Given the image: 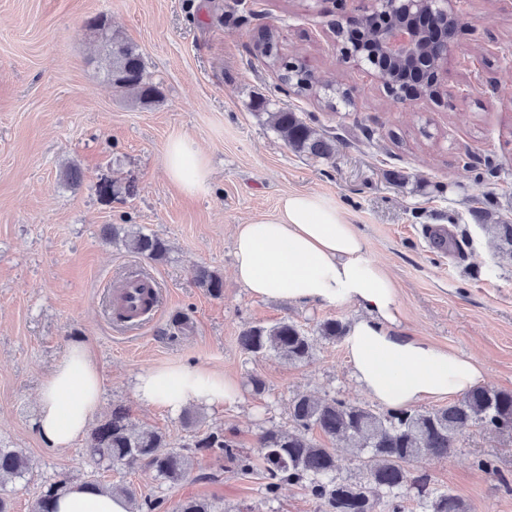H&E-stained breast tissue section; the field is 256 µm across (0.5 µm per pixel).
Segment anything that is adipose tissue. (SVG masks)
Returning a JSON list of instances; mask_svg holds the SVG:
<instances>
[{"instance_id": "adipose-tissue-1", "label": "adipose tissue", "mask_w": 512, "mask_h": 512, "mask_svg": "<svg viewBox=\"0 0 512 512\" xmlns=\"http://www.w3.org/2000/svg\"><path fill=\"white\" fill-rule=\"evenodd\" d=\"M165 170L189 193L202 190L208 177L184 138L168 144ZM234 254L235 279L253 296L359 308L343 344L361 388L383 406L401 410L460 397L485 381L477 358L399 331L394 278L369 257L365 239L325 198L284 193L274 217L237 225ZM101 389L86 346L70 345L40 390L35 420L40 436L51 447H69L97 411ZM136 395L173 411L198 404L220 408L238 399L239 387L212 371L177 365L140 374ZM54 506L57 512H130L123 494L82 483L68 486Z\"/></svg>"}]
</instances>
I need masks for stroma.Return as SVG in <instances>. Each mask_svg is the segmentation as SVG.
<instances>
[{"mask_svg": "<svg viewBox=\"0 0 512 512\" xmlns=\"http://www.w3.org/2000/svg\"><path fill=\"white\" fill-rule=\"evenodd\" d=\"M454 8L458 49L439 70L444 98L401 106L372 70L343 63L330 37V23L360 12V0H0V446L23 449L33 463L30 476L9 485L12 512H33L41 485L62 473L164 498L169 512L189 498L213 512H322L300 486L268 498L260 473L204 450L169 485L144 464L96 469L86 437L59 450L34 426L41 386L74 343L102 375L95 421L121 406L176 448L220 429L256 453L263 430L287 428L299 393L370 404L342 342L315 334L328 319L349 323L357 307L261 300L234 278L236 225L272 218L287 191L321 195L361 233L397 282L404 333L476 356L487 388L512 391V262L499 259L474 216L512 224V0H456ZM97 15L140 47L158 103L137 104L104 81L85 28ZM265 30L282 58L349 89L353 105L289 92L255 46ZM492 81L497 92H478ZM260 100L332 133L333 159L290 150L257 110ZM181 137L210 171L194 194L165 172L166 146ZM71 162L82 171L75 185L61 176ZM103 178L116 189L108 202L96 190ZM106 224L160 236L168 258L153 262L104 239ZM427 224L445 225L454 247L431 245L421 234ZM201 267L222 277L221 296L199 287ZM131 272L154 277L163 301L130 331L113 322L105 288ZM178 313L187 317L179 327ZM283 320L314 333L308 361L241 350L244 329ZM177 364L224 373L240 398L200 407L196 431L187 430L181 412L135 393L140 373ZM254 376L264 392H253ZM477 452L497 456L500 476L473 466ZM411 469L468 512H512V439L472 425L455 454L420 458Z\"/></svg>", "mask_w": 512, "mask_h": 512, "instance_id": "35a3bbf8", "label": "stroma"}]
</instances>
